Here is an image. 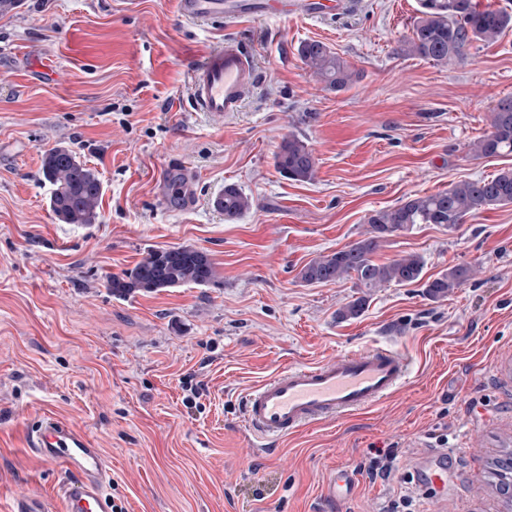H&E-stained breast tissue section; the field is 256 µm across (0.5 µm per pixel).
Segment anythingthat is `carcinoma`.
<instances>
[{
    "mask_svg": "<svg viewBox=\"0 0 512 512\" xmlns=\"http://www.w3.org/2000/svg\"><path fill=\"white\" fill-rule=\"evenodd\" d=\"M419 17L399 52L447 65L465 55L475 42L492 43L512 28V13L483 8L476 0H419ZM299 56L327 85L341 90L357 72L331 47L321 41L300 45ZM491 131L470 144L476 157L512 155V97L499 99L490 113ZM279 174L290 181L314 178L316 158L308 144L288 135L274 154ZM40 172L51 186L50 208L64 224H93L99 217L103 188L98 173L65 146L44 153ZM512 205V168L491 178L464 181L434 194L408 198L400 204L374 211L366 219V237L329 255L311 260L301 271L306 284L332 283L352 275L365 288L385 284L407 286L423 283L426 294L441 299L461 287L469 268L457 265L441 276L422 281L424 260L408 253L388 263H377L373 253L378 242L416 224H438L453 229L466 218L487 209ZM224 215L238 217L251 208V200L234 185L224 187L219 203ZM217 281L216 266L209 254L193 246L152 250L128 273L114 276L107 285L122 296L136 292L155 293L185 285L206 286ZM367 297L361 296L339 311L342 320L361 315ZM490 484L508 507H512V450L506 448L490 465Z\"/></svg>",
    "mask_w": 512,
    "mask_h": 512,
    "instance_id": "carcinoma-1",
    "label": "carcinoma"
}]
</instances>
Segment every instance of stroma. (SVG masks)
Returning <instances> with one entry per match:
<instances>
[{"label": "stroma", "mask_w": 512, "mask_h": 512, "mask_svg": "<svg viewBox=\"0 0 512 512\" xmlns=\"http://www.w3.org/2000/svg\"><path fill=\"white\" fill-rule=\"evenodd\" d=\"M418 9L419 0H356L331 19L230 30L181 20L174 0H21L0 16V512L31 493L60 512L67 476L27 446L47 415L94 436L108 493L126 512H380L422 494L410 477L428 448L461 463L426 512H507L488 464L512 448V206L379 241L376 262L416 253L428 279L468 266L448 297L416 284L300 279L312 259L364 238L372 211L512 167V156L469 153L512 95V30L442 66L397 51ZM73 32L86 55L64 52ZM227 39L250 48L260 82L241 111L216 119L195 109L188 77ZM309 40L346 59L355 81L326 86L298 54ZM291 134L317 159L311 181L274 167ZM59 145L99 174L96 223H61L49 207L41 157ZM177 159L197 176L189 211L161 193ZM230 184L252 200L233 219L212 205ZM180 245L210 254L215 285L108 290L147 252ZM363 295L358 318L338 319ZM370 345L408 357L397 393L253 455L239 430L250 387ZM188 377L204 385L192 407ZM373 448L397 449L390 476L368 475ZM338 465L355 483L334 503L325 487Z\"/></svg>", "instance_id": "1"}]
</instances>
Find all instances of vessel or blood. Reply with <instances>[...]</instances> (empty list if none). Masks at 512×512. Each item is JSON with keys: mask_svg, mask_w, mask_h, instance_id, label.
Wrapping results in <instances>:
<instances>
[{"mask_svg": "<svg viewBox=\"0 0 512 512\" xmlns=\"http://www.w3.org/2000/svg\"><path fill=\"white\" fill-rule=\"evenodd\" d=\"M344 0H175L178 16L187 22L236 26L244 19H288L330 16ZM257 83L250 51L235 40L210 50L190 75L194 107L215 118L240 111ZM182 199L183 208L196 204V175L190 166L172 168L162 176ZM409 364L398 352L365 348L315 364L283 368L248 390L242 398L241 421L254 454H264L288 436L328 419L344 417L386 400L403 385ZM28 445L44 462L59 466L68 479L61 487L62 512H110L108 469L101 449L89 432L66 420L47 416L28 436ZM448 469V455L429 451L418 461V483L437 484ZM347 469H331L329 500L351 490Z\"/></svg>", "mask_w": 512, "mask_h": 512, "instance_id": "vessel-or-blood-1", "label": "vessel or blood"}]
</instances>
